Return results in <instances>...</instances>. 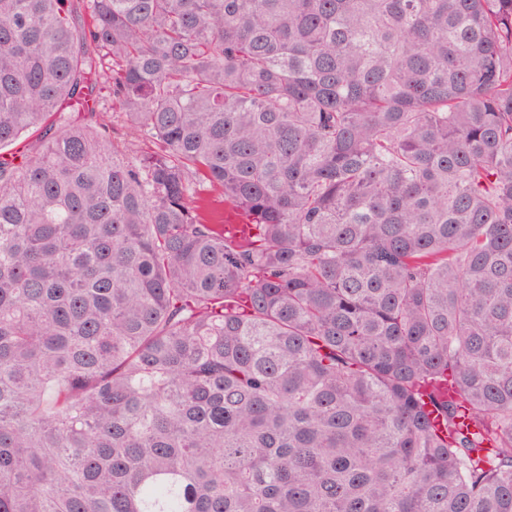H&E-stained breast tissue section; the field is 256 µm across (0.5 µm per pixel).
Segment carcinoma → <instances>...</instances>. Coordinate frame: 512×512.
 Returning <instances> with one entry per match:
<instances>
[{"label": "carcinoma", "instance_id": "1", "mask_svg": "<svg viewBox=\"0 0 512 512\" xmlns=\"http://www.w3.org/2000/svg\"><path fill=\"white\" fill-rule=\"evenodd\" d=\"M33 133L0 512H512V0H0ZM207 194L215 200L213 201V207L224 211V218L227 222V224H224V234L227 233L230 238L236 241L247 238L251 233V226L248 221L229 206L224 209V199L219 198L217 193L208 191Z\"/></svg>", "mask_w": 512, "mask_h": 512}]
</instances>
